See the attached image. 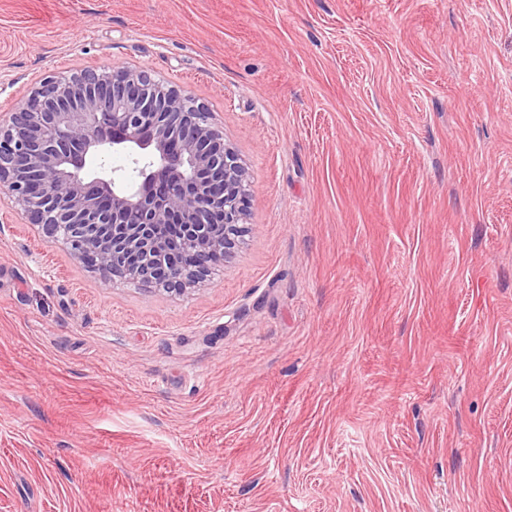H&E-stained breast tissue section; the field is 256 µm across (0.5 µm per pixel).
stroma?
<instances>
[{"mask_svg": "<svg viewBox=\"0 0 512 512\" xmlns=\"http://www.w3.org/2000/svg\"><path fill=\"white\" fill-rule=\"evenodd\" d=\"M137 67L248 233L185 296L0 204V512H512V0H0V102Z\"/></svg>", "mask_w": 512, "mask_h": 512, "instance_id": "35a3bbf8", "label": "stroma"}]
</instances>
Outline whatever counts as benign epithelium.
<instances>
[{
  "mask_svg": "<svg viewBox=\"0 0 512 512\" xmlns=\"http://www.w3.org/2000/svg\"><path fill=\"white\" fill-rule=\"evenodd\" d=\"M106 150L134 176L98 163ZM247 184L207 107L144 69L46 76L0 114V191L106 279L195 291L247 234Z\"/></svg>",
  "mask_w": 512,
  "mask_h": 512,
  "instance_id": "obj_1",
  "label": "benign epithelium"
}]
</instances>
